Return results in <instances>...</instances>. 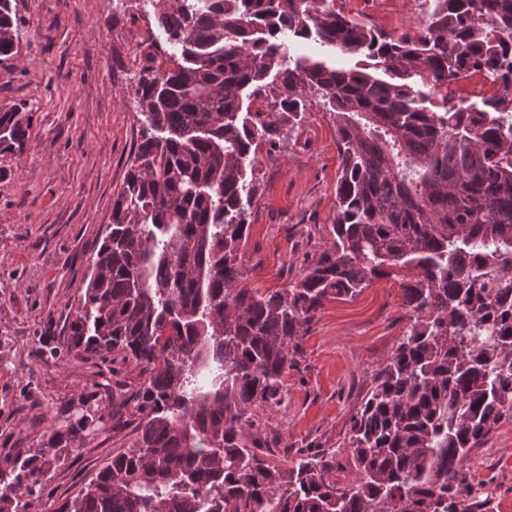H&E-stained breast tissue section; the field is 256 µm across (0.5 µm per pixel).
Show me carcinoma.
I'll return each instance as SVG.
<instances>
[{
	"label": "carcinoma",
	"mask_w": 512,
	"mask_h": 512,
	"mask_svg": "<svg viewBox=\"0 0 512 512\" xmlns=\"http://www.w3.org/2000/svg\"><path fill=\"white\" fill-rule=\"evenodd\" d=\"M423 4L393 38L336 0H151L172 66L149 52L136 75L143 140L66 339L146 375L129 398L138 438L61 506L35 494L94 428L85 397L50 423L52 453L0 470V512H492L463 468L512 419V96L436 112L413 79L448 87L485 65L509 81L512 0ZM291 36L364 66L293 61ZM14 41L0 0V56ZM315 103L341 158L334 239L291 287L261 293L240 264L258 151ZM31 120L0 109V152L24 150ZM391 268L416 271L409 326L351 417L354 478L336 480L335 450L259 458L253 412L281 400L305 326Z\"/></svg>",
	"instance_id": "carcinoma-1"
}]
</instances>
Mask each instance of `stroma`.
I'll use <instances>...</instances> for the list:
<instances>
[{
	"instance_id": "35a3bbf8",
	"label": "stroma",
	"mask_w": 512,
	"mask_h": 512,
	"mask_svg": "<svg viewBox=\"0 0 512 512\" xmlns=\"http://www.w3.org/2000/svg\"><path fill=\"white\" fill-rule=\"evenodd\" d=\"M337 8L397 37L423 17L422 0H336ZM16 37L0 60V106L32 114L23 152L0 153V468L43 451L50 421L102 400L101 428L78 455L53 465L41 494L74 497L131 446L128 403L141 378L129 363L86 359L62 344L92 262L112 222L140 142L131 91L156 30L141 0H12ZM341 158L336 125L312 107L281 152L260 156L259 188L242 247L246 285L290 287L332 238ZM373 281L351 300L319 308L280 402L257 408V455L284 465L306 449H338L380 365L408 323L402 283ZM464 471L493 512H512V419L472 449Z\"/></svg>"
}]
</instances>
